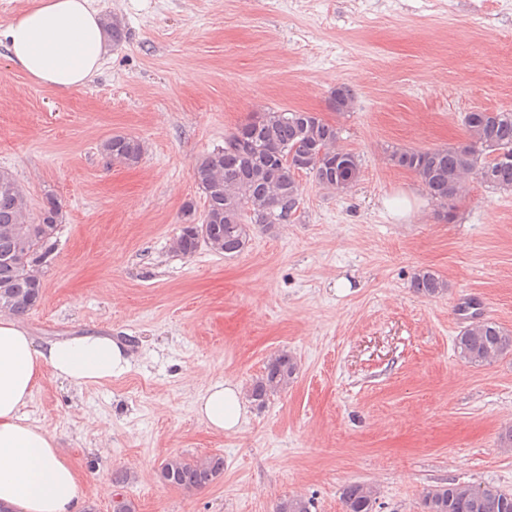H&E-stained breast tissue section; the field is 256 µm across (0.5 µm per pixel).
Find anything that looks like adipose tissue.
I'll return each mask as SVG.
<instances>
[{"label":"adipose tissue","instance_id":"ef3b65f1","mask_svg":"<svg viewBox=\"0 0 512 512\" xmlns=\"http://www.w3.org/2000/svg\"><path fill=\"white\" fill-rule=\"evenodd\" d=\"M9 58L33 82L57 90L85 86L100 74L108 34L91 0H35L0 29ZM127 348L86 335L41 344L0 315V502L13 512H79L82 489L56 436L31 423L24 409L43 376L82 387L121 377L130 369ZM194 412L216 433L239 430L246 407L230 377L209 383Z\"/></svg>","mask_w":512,"mask_h":512}]
</instances>
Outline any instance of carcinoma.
I'll list each match as a JSON object with an SVG mask.
<instances>
[{
    "mask_svg": "<svg viewBox=\"0 0 512 512\" xmlns=\"http://www.w3.org/2000/svg\"><path fill=\"white\" fill-rule=\"evenodd\" d=\"M355 95L347 86L336 88L330 107L352 109ZM468 142L433 150H404L392 154L393 163L414 173L447 218L462 182L476 174L487 186L512 192V112H468L462 119ZM339 129L311 112H260L224 137V146L203 155L193 178L205 199L195 217L194 204L183 208V226L173 248L191 257L202 246L224 256L243 253L255 228L268 229L288 220L301 196L297 174L305 172L327 190L344 191L358 180V157L336 148ZM114 163L134 165L143 153L142 142L115 134L101 143ZM62 223L61 205L48 194L33 210L26 191L12 173L0 170V313L23 316L42 298V269L49 262ZM412 288L436 297L446 285L435 273L420 270ZM461 358L482 366L512 352V332L475 314L456 340ZM297 364L286 352L270 356L262 374L249 389L259 406L288 388ZM224 474V457L193 459L173 455L159 471L161 481L186 491L202 489ZM344 512H375L377 491L364 483L346 485L341 493ZM422 512H512V493L493 484L454 482L427 488ZM275 512H311L310 499L286 496Z\"/></svg>",
    "mask_w": 512,
    "mask_h": 512,
    "instance_id": "obj_1",
    "label": "carcinoma"
}]
</instances>
